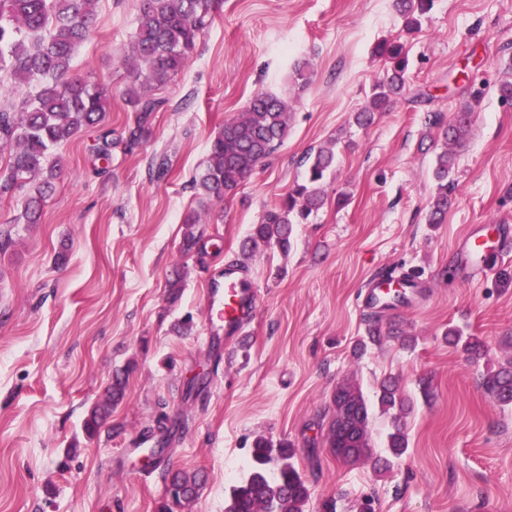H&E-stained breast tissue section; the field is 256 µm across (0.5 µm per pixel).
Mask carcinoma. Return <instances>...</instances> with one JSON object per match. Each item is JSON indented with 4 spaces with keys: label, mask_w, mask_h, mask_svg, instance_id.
I'll return each instance as SVG.
<instances>
[{
    "label": "carcinoma",
    "mask_w": 512,
    "mask_h": 512,
    "mask_svg": "<svg viewBox=\"0 0 512 512\" xmlns=\"http://www.w3.org/2000/svg\"><path fill=\"white\" fill-rule=\"evenodd\" d=\"M99 0H0V71L13 79L11 96H0V199L13 197L34 178L40 181L27 195L23 217L29 224L41 218L45 198L53 190L60 170L51 158L53 148L72 140L82 129L94 125L108 107V95L71 70V60L82 41L96 24ZM223 0H140V14L127 65L131 84L125 101L137 112L135 125L128 128L129 141L139 140L149 116L159 111L163 100L154 91L166 85L189 64L197 39L214 21ZM432 0H395V6L410 30L418 28ZM375 52L389 62L386 75L374 85L369 105L356 113L359 126L372 123L375 113L385 111L401 94L409 68L404 44L383 41ZM291 113L288 103L269 93H257L245 111L224 122L223 130L211 143L209 157L194 177L193 187L205 198L221 200L232 196L288 136ZM471 111L464 107L454 119L443 125L439 115L432 125L444 127V139L461 143L470 130ZM336 162L332 147H322L306 156V176L267 210L244 243L243 250L253 254L292 247L293 225L304 224L325 203L322 182ZM454 156L443 149L436 156L434 179L437 192L429 205L428 223L440 224L448 212V180ZM198 220L185 222L184 250L202 257L208 254L202 233L195 232ZM448 340L463 343L471 357L481 356L478 340H461L455 329ZM367 338L381 344L386 338L410 341L397 323L382 331L380 320L368 325ZM127 375L115 371L104 400L96 404L84 421L90 436L99 433L112 414V408L125 397ZM485 392L498 404H512V364L486 374ZM332 420L326 443L336 457L358 462L371 455V409L361 389L349 382L336 386ZM378 404L395 421L388 448L394 458L408 449V437L400 424L406 403L399 382L388 376L378 385ZM281 465L268 470L272 455ZM253 464L246 479L233 487L225 512H307L310 499L306 480L294 467V449L259 438L253 444ZM165 499L158 512H181L196 497L202 476L196 471L167 474Z\"/></svg>",
    "instance_id": "carcinoma-1"
}]
</instances>
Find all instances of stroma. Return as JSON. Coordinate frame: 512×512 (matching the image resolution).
<instances>
[{"instance_id":"1","label":"stroma","mask_w":512,"mask_h":512,"mask_svg":"<svg viewBox=\"0 0 512 512\" xmlns=\"http://www.w3.org/2000/svg\"><path fill=\"white\" fill-rule=\"evenodd\" d=\"M139 0H99L97 22L73 57L75 72L107 89L100 126L56 150L61 171L39 223L22 217L24 192L0 199V512H156L164 476L197 471L204 484L185 512H225L247 477L257 437L290 443L310 490L336 512H512V406L483 390L487 371L512 361V252L500 272L459 275L465 233L493 237L512 225V107L498 92L512 82V0H433L406 32L394 0H224L184 71L158 90L164 105L142 139L124 100L126 60ZM405 42L411 60L402 96L366 127L352 116L386 72L375 46ZM309 81L294 82L296 63ZM287 101L288 136L229 199L200 203L192 179L225 121L256 92ZM473 110L456 151L455 189L444 223L428 221L437 185L427 117ZM111 159L94 170L101 131ZM334 147L326 203L294 227L288 253L244 257L242 245L275 201L303 180L305 154ZM168 157L164 177L151 162ZM344 205H337L338 197ZM199 214L222 250L198 260L182 247L183 222ZM65 263H56L58 253ZM231 262L256 283V318L243 343L207 339L205 288ZM419 270L412 308L383 312L415 336L357 351L369 323L357 295L370 279ZM182 276L178 300L168 282ZM192 315L190 334L174 324ZM479 337L472 361L444 338ZM131 367L109 426L87 436L115 370ZM398 378L412 404L408 449L389 458V415L372 419V455L348 463L325 436L337 385L355 382L367 400ZM431 378L424 401L420 378ZM169 419L160 460L139 447Z\"/></svg>"}]
</instances>
